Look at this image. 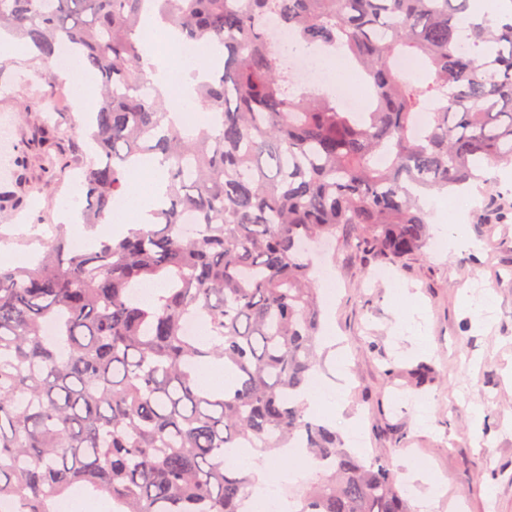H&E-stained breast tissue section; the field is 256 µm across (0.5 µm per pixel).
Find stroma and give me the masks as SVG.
I'll return each instance as SVG.
<instances>
[{
    "mask_svg": "<svg viewBox=\"0 0 512 512\" xmlns=\"http://www.w3.org/2000/svg\"><path fill=\"white\" fill-rule=\"evenodd\" d=\"M46 63L24 54L0 60V129L12 132L13 152L0 158V230L20 224L54 235L62 204L77 195L87 125L74 111V88L44 83ZM58 99L57 120L72 140L37 143L46 92ZM57 160L54 171L44 153ZM41 205H32V197ZM444 201L446 193H438ZM473 205H446L442 220L453 237L479 250L432 251L393 265V278L375 279L379 262H364L337 241L311 250L314 267L331 270L335 298L323 299V332L336 336L316 369L341 410L328 416L342 436L359 431L362 455L385 460L412 506L427 512H512V219L480 224ZM493 303L477 305L485 295ZM431 365L433 382L408 386L400 371ZM428 468L412 470L414 458Z\"/></svg>",
    "mask_w": 512,
    "mask_h": 512,
    "instance_id": "35a3bbf8",
    "label": "stroma"
}]
</instances>
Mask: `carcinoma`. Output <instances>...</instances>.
<instances>
[{
	"instance_id": "obj_1",
	"label": "carcinoma",
	"mask_w": 512,
	"mask_h": 512,
	"mask_svg": "<svg viewBox=\"0 0 512 512\" xmlns=\"http://www.w3.org/2000/svg\"><path fill=\"white\" fill-rule=\"evenodd\" d=\"M470 2L0 0V29L40 59L68 46L101 82L96 156L80 182L86 228L126 195L134 158L153 154L166 173L149 223L84 250L60 229L34 264L0 266V502L55 512L80 493L111 512H244L254 475L227 454L275 462L300 444L321 472L297 512H412L384 461L350 451L297 400L321 360L302 244L335 239L399 263L429 245L426 192L512 164V4L463 44ZM149 7L185 39L224 49V70L196 93L219 115L207 128L143 89ZM272 17L366 74V111L296 91L266 35ZM397 53L424 57L429 77H402ZM510 214L498 192L480 223ZM210 361L232 374L221 391L199 384Z\"/></svg>"
}]
</instances>
